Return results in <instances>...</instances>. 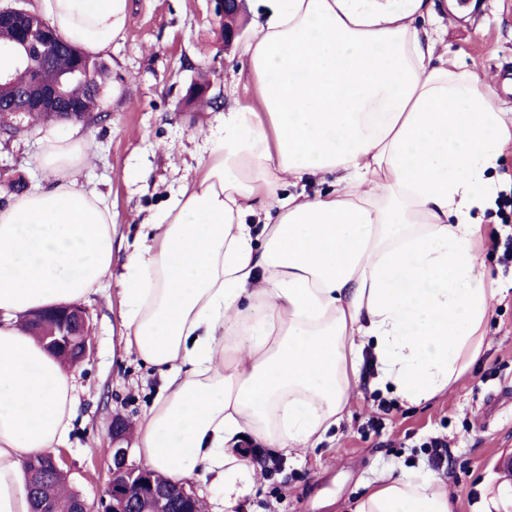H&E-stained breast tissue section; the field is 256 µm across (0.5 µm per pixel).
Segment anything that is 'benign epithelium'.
I'll list each match as a JSON object with an SVG mask.
<instances>
[{
	"label": "benign epithelium",
	"mask_w": 512,
	"mask_h": 512,
	"mask_svg": "<svg viewBox=\"0 0 512 512\" xmlns=\"http://www.w3.org/2000/svg\"><path fill=\"white\" fill-rule=\"evenodd\" d=\"M219 13L224 24V44L229 46L241 35L243 27L239 22L243 0H218ZM0 24L7 25L13 32L15 53L31 70L32 91L30 94L39 107L49 112H61L74 119L80 115L58 81L47 85L40 79L41 67L32 64L38 58L45 64L67 56V75H78L87 85L95 82L94 70L84 64L82 53L73 45L57 38L52 27L34 12L23 7L0 8ZM57 323L50 336L49 346L55 354L73 368L79 367L93 350V319L90 310L77 303L62 304L51 313ZM127 423L123 418L112 424V466L105 489L104 512H132L122 494L127 480L137 478L145 482L147 497L153 505L152 512H170L172 505L180 504V512H197L198 497L186 487L179 485L172 489L146 475V471L129 463V448L123 446Z\"/></svg>",
	"instance_id": "1"
}]
</instances>
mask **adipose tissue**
<instances>
[{
	"mask_svg": "<svg viewBox=\"0 0 512 512\" xmlns=\"http://www.w3.org/2000/svg\"><path fill=\"white\" fill-rule=\"evenodd\" d=\"M242 54L256 99L205 135L194 179L152 214L117 278L127 353L159 367L137 457L210 478L226 512L254 470L240 435L289 452L344 417L365 349L412 404L479 357L496 294L477 243L486 174L512 128L419 26L428 0H263ZM126 0H38L65 40L107 53ZM85 138L46 139L51 186L0 208V512H30L22 469L64 444L76 372L21 326L112 276V210L80 185ZM329 175L338 188L312 190ZM354 512H452L442 481L382 475Z\"/></svg>",
	"mask_w": 512,
	"mask_h": 512,
	"instance_id": "adipose-tissue-1",
	"label": "adipose tissue"
}]
</instances>
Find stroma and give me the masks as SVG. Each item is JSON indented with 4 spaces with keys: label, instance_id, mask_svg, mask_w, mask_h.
Masks as SVG:
<instances>
[{
    "label": "stroma",
    "instance_id": "stroma-1",
    "mask_svg": "<svg viewBox=\"0 0 512 512\" xmlns=\"http://www.w3.org/2000/svg\"><path fill=\"white\" fill-rule=\"evenodd\" d=\"M263 13L245 0L242 41L225 46L217 0H128L120 37L102 57L110 71L99 108L104 121L59 122L0 141V172L27 189L49 188L36 164L46 137L87 138L91 160L79 180L112 208L114 266L142 234L144 219L162 208L170 192L195 175L203 133L221 108L252 96L238 80L243 41L251 40ZM450 57L479 75L489 99L512 121V0H437L428 21ZM221 107L191 108L184 96L200 78ZM480 258L501 292L491 303L482 353L475 364L436 397L411 404L371 382L361 371L345 419L319 445L286 455L273 448L249 457L255 483L235 512H351L388 469L420 468L440 478L452 512H512V480L498 469L512 453V262L479 242ZM95 350L78 368V408L67 443L68 483L99 507L109 478L112 420H127L129 448L136 427L163 383L157 367L124 352L121 296L106 282L87 303ZM445 447L434 451L430 443Z\"/></svg>",
    "mask_w": 512,
    "mask_h": 512
}]
</instances>
